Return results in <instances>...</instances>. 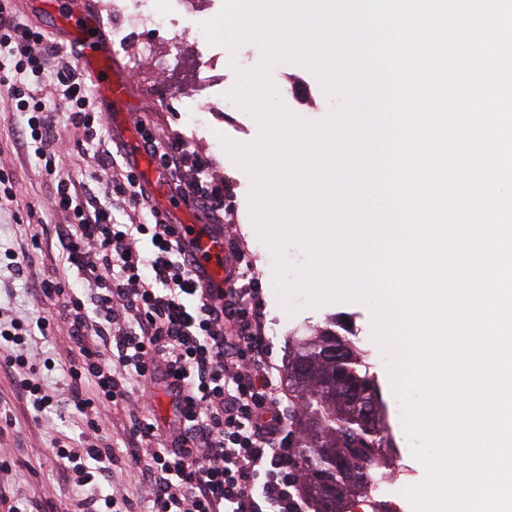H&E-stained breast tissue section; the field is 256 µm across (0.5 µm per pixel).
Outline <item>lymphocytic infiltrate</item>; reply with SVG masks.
<instances>
[{
  "label": "lymphocytic infiltrate",
  "instance_id": "lymphocytic-infiltrate-1",
  "mask_svg": "<svg viewBox=\"0 0 512 512\" xmlns=\"http://www.w3.org/2000/svg\"><path fill=\"white\" fill-rule=\"evenodd\" d=\"M0 85L10 86L18 107L27 100L61 98L73 126L95 142L99 165L115 166L97 145L103 121L92 109L85 81L65 60H51L41 33L0 7ZM55 66L59 84L31 85L30 75ZM35 152L52 164L64 141L53 117L27 120ZM151 154L180 191L212 214L224 209L222 186L206 162L187 163L180 139L147 134ZM124 197L137 222H114L96 200L82 201L58 183L44 208L61 213L62 257L74 280L43 282L44 297L60 303L80 356L73 380L88 377L105 402L134 406L141 385L160 379L177 406L173 427L143 418L132 421L130 475L155 483L150 512H302L301 465L291 444L288 415L276 397L277 381L263 336L259 290L248 283L219 292L201 287L188 269L181 242L133 171L107 187ZM97 317L98 343L85 331ZM14 322L0 331L9 368L34 369L42 350L34 329Z\"/></svg>",
  "mask_w": 512,
  "mask_h": 512
}]
</instances>
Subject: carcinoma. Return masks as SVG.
I'll return each instance as SVG.
<instances>
[{
	"instance_id": "cac0c4a2",
	"label": "carcinoma",
	"mask_w": 512,
	"mask_h": 512,
	"mask_svg": "<svg viewBox=\"0 0 512 512\" xmlns=\"http://www.w3.org/2000/svg\"><path fill=\"white\" fill-rule=\"evenodd\" d=\"M333 342L347 347L343 364L344 378L361 390L362 399L377 404L380 411L372 421H361L356 407L343 398V387L336 385V368L324 357V349ZM307 363L312 373L303 376L296 366ZM288 388L297 411L291 416L294 448L303 467L301 491L314 512H347L350 496L367 489L372 466L384 462L389 439L385 434V411L374 377L369 374L361 353L345 337L330 327H315L298 337L288 359ZM329 381L328 388H317L318 379ZM341 451L362 477L336 494L329 483L336 481L334 458Z\"/></svg>"
}]
</instances>
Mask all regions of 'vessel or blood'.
I'll return each mask as SVG.
<instances>
[{"instance_id":"1","label":"vessel or blood","mask_w":512,"mask_h":512,"mask_svg":"<svg viewBox=\"0 0 512 512\" xmlns=\"http://www.w3.org/2000/svg\"><path fill=\"white\" fill-rule=\"evenodd\" d=\"M30 10L62 40L103 98L111 99L112 73L119 70L120 63L95 0H67L66 8L57 12L48 10L43 0H32ZM173 230L176 238L185 243L187 266L195 279L206 288H223L222 270L227 265L223 232L215 228L201 235L189 224L174 225Z\"/></svg>"}]
</instances>
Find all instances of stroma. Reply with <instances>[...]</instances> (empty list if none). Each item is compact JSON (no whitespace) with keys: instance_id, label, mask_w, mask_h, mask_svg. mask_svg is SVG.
Masks as SVG:
<instances>
[{"instance_id":"1","label":"stroma","mask_w":512,"mask_h":512,"mask_svg":"<svg viewBox=\"0 0 512 512\" xmlns=\"http://www.w3.org/2000/svg\"><path fill=\"white\" fill-rule=\"evenodd\" d=\"M151 39L149 59L144 64L139 63L133 46L118 43L113 46L125 69L133 73L127 104L135 107L159 137L195 138L192 157L211 162L214 180L227 184L234 208L225 211L224 221L233 225L247 259L253 264V278L263 303V323L270 328L265 335L266 345L278 371L286 369L288 338L292 334L323 325L330 317L336 318L342 331H355L354 342L366 351L382 386L395 439L391 455L399 470L389 512H412L403 491L421 482L425 469L411 453L401 408L393 392L389 359L374 339L370 306L361 301H331L311 306L301 296L289 302L280 297L276 288V257L260 238L251 215V177L239 165L227 163L221 144L225 138L242 145L254 143L260 135L259 123L240 107L197 116L194 110L197 79L189 53L174 56L168 45L167 30L154 32ZM157 65L167 67V81L154 80L152 71ZM271 78L293 81L294 92L281 95L280 100L290 113L304 121H323L343 106L342 97L327 94L315 73L300 63H277ZM12 99L9 86H0V166L10 172L14 190L13 195L0 197V326L9 327L14 320L46 318L48 335L42 341L44 355L27 376L53 396L59 406L39 413L21 400L15 387L19 372L6 368L7 354L0 350V456L12 464L9 473L0 472V496L25 501L29 512H86L82 501L89 488L83 485L78 473L65 467L55 450L60 442L71 454L81 455L86 445L79 438L83 421L71 415L67 405L69 370L78 363L72 330L61 308L40 298L42 282L58 277L63 266L56 235V226L63 218L44 210L42 202L57 183L64 182L80 199L97 198L118 221H127L130 207L123 197L106 194L112 172L88 157L81 132L67 120L64 102L57 100L45 106L53 115L54 133L68 142L67 151L56 157L53 169L49 170L29 146L26 117L12 110ZM35 236L40 237L41 248L28 251L27 246ZM26 253L32 254V262L23 261ZM14 256L21 260L15 269L10 266ZM107 413L102 432L118 462L106 478L126 484L133 502L148 507L153 497L152 485L130 477L126 471L131 426L128 408L120 402L109 405Z\"/></svg>"}]
</instances>
